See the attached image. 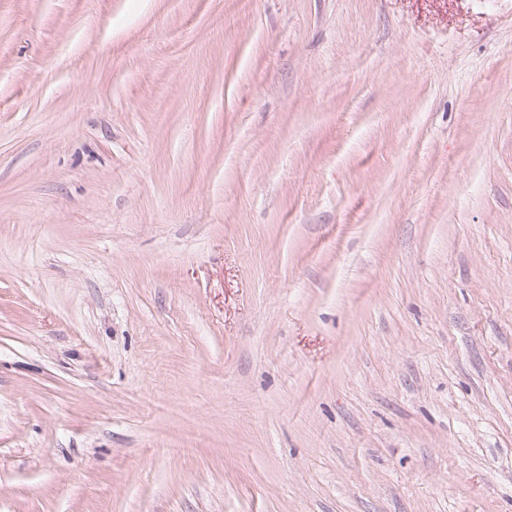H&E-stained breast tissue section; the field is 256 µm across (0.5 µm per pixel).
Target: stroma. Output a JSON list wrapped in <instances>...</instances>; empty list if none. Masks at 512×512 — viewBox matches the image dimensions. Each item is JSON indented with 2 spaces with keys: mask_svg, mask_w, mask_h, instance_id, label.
Returning <instances> with one entry per match:
<instances>
[{
  "mask_svg": "<svg viewBox=\"0 0 512 512\" xmlns=\"http://www.w3.org/2000/svg\"><path fill=\"white\" fill-rule=\"evenodd\" d=\"M0 512H512V0H0Z\"/></svg>",
  "mask_w": 512,
  "mask_h": 512,
  "instance_id": "obj_1",
  "label": "stroma"
}]
</instances>
